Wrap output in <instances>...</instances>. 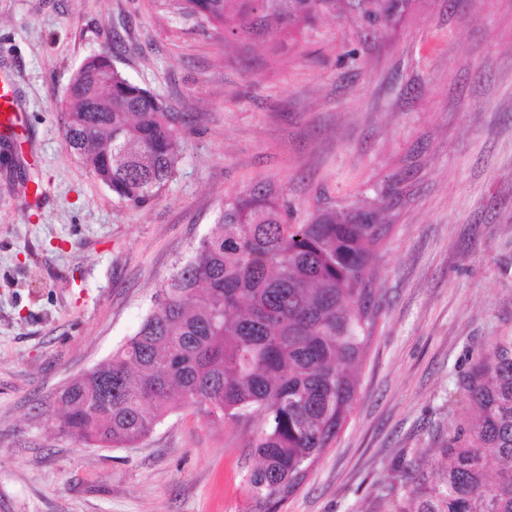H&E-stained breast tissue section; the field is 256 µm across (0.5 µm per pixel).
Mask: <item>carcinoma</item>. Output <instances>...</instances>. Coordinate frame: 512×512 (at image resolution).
Masks as SVG:
<instances>
[{
  "label": "carcinoma",
  "instance_id": "carcinoma-1",
  "mask_svg": "<svg viewBox=\"0 0 512 512\" xmlns=\"http://www.w3.org/2000/svg\"><path fill=\"white\" fill-rule=\"evenodd\" d=\"M241 47L283 38L324 16L372 33L411 0H166ZM69 149L93 178L140 207L172 181L182 159L160 97L112 63L83 59L61 101ZM381 203L318 209L288 223L283 191L265 183L224 200L211 231L152 296L112 357L58 393L59 431L99 448L131 447L177 404L224 421L256 420L259 460L248 475L259 512L276 509L332 446L354 407L381 309L371 267L384 242ZM112 384V399L102 398ZM469 414L438 449L433 472L414 464L412 496L394 512H512V336L496 340L466 388Z\"/></svg>",
  "mask_w": 512,
  "mask_h": 512
}]
</instances>
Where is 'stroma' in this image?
Returning a JSON list of instances; mask_svg holds the SVG:
<instances>
[{
	"instance_id": "obj_1",
	"label": "stroma",
	"mask_w": 512,
	"mask_h": 512,
	"mask_svg": "<svg viewBox=\"0 0 512 512\" xmlns=\"http://www.w3.org/2000/svg\"><path fill=\"white\" fill-rule=\"evenodd\" d=\"M163 0H0V512H249L254 423L180 408L129 448L60 434L54 398L131 336L225 197L271 181L293 221L384 200L383 306L351 415L278 512H393L512 335V0H414L374 36L335 17L224 42ZM159 93L177 176L127 206L67 148L60 101L92 53ZM24 114L13 94L10 83L0 85V128L13 129L24 123Z\"/></svg>"
}]
</instances>
